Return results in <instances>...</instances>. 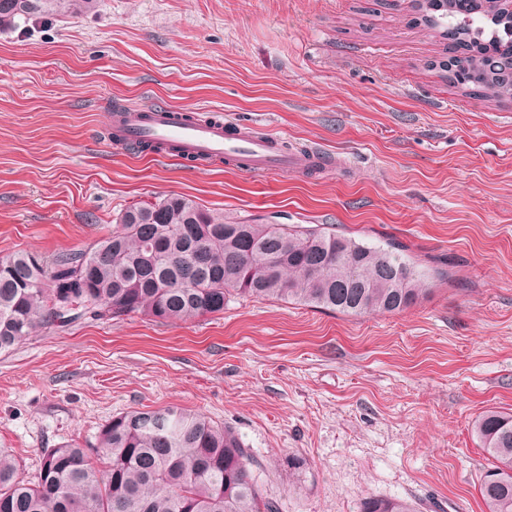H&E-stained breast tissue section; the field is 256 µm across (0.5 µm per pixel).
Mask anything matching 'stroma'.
I'll use <instances>...</instances> for the list:
<instances>
[{
  "instance_id": "35a3bbf8",
  "label": "stroma",
  "mask_w": 512,
  "mask_h": 512,
  "mask_svg": "<svg viewBox=\"0 0 512 512\" xmlns=\"http://www.w3.org/2000/svg\"><path fill=\"white\" fill-rule=\"evenodd\" d=\"M417 0H98L0 32V255L52 258L170 194L275 224H331L450 260L398 314L237 298L176 324L46 329L0 354V448L95 441L112 416L180 404L233 427L280 512H485L482 411H512V98L465 92ZM154 100L276 136L282 173L189 166L112 145L117 102ZM320 147L328 168L313 172ZM305 469L288 476L278 459ZM359 512H418V509L411 498L366 497L360 503Z\"/></svg>"
}]
</instances>
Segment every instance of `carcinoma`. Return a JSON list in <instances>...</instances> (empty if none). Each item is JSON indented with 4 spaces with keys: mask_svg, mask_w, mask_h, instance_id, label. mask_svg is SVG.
<instances>
[{
    "mask_svg": "<svg viewBox=\"0 0 512 512\" xmlns=\"http://www.w3.org/2000/svg\"><path fill=\"white\" fill-rule=\"evenodd\" d=\"M425 20L461 30L471 43L512 42V24L470 0H424ZM97 0H36L34 13L88 12ZM0 0V28L27 16ZM475 89L512 97V78L482 68ZM276 266L268 270L266 257ZM430 272L406 259L402 245H373L335 228L238 221L185 196L140 202L116 230L91 247L46 259L0 255V353L34 333L67 327L86 315H140L186 322L224 313L234 296L280 298L347 316L395 313L414 305ZM493 459L478 491L488 512H512V413L487 410L474 421ZM0 512H280L265 493L249 448L231 429L178 406L112 417L96 443L42 451L31 482L12 451L0 448ZM359 512H418L410 498L366 497Z\"/></svg>",
    "mask_w": 512,
    "mask_h": 512,
    "instance_id": "1",
    "label": "carcinoma"
}]
</instances>
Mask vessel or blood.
<instances>
[{"instance_id": "b4317fda", "label": "vessel or blood", "mask_w": 512, "mask_h": 512, "mask_svg": "<svg viewBox=\"0 0 512 512\" xmlns=\"http://www.w3.org/2000/svg\"><path fill=\"white\" fill-rule=\"evenodd\" d=\"M109 124L116 144L159 146L194 165L224 159L244 172L270 174L294 164L274 136L254 133L219 115L183 119L177 108L141 104L115 114Z\"/></svg>"}]
</instances>
